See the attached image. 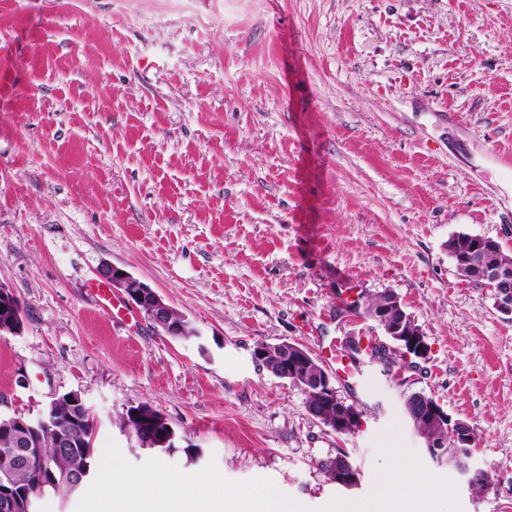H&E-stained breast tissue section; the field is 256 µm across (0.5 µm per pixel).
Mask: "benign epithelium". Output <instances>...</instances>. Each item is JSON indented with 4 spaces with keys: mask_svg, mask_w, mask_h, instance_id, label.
<instances>
[{
    "mask_svg": "<svg viewBox=\"0 0 512 512\" xmlns=\"http://www.w3.org/2000/svg\"><path fill=\"white\" fill-rule=\"evenodd\" d=\"M455 268L466 279H480L487 282V287L491 289L497 299L499 310L506 315H512V272L478 265L464 255L455 261ZM98 276L112 290L123 294L135 304L155 326L162 329L167 335L182 336L186 333L185 325L173 320L172 307L156 291L127 270L116 265L105 264L99 269ZM391 312L392 307L389 303H384L375 309L364 310L366 317L374 321L383 332V338L377 339L376 344L393 348L404 354V358L408 361L426 358L429 345L422 330L405 323L402 319L396 322L388 320V314ZM277 348L280 355V367L285 373L290 368L308 364V358L311 357V353L288 342L277 345ZM346 350L358 363L365 357L375 362L378 361L377 356L370 354L367 343L362 337L354 338L353 342L346 345ZM304 381L313 388L319 401L336 406L335 420L330 423L333 431L338 434H348L355 429L354 423L360 421L358 411L338 396L336 386L327 371L323 370L315 375H308ZM411 413L437 426L452 422L448 412L439 403L430 402L424 396L417 400ZM131 415L132 422L121 429V433L131 442H140L143 418L149 417L159 424H167L163 415H156L144 406L131 411ZM34 423L45 427L49 426L47 416L43 412L35 418L15 419L18 431L15 433L11 458L16 466L34 467L33 484L44 487L46 480L53 481L55 477L48 464L33 461L31 455L33 442L26 431ZM452 435L455 439V445L452 448L435 440V437L427 435L423 436L425 448L432 459L438 462L444 459L453 462L461 476L468 482L471 480L472 473L481 469L479 464L471 460L470 448L474 444V440L471 438V434L463 428L452 432ZM331 479L335 483L353 486L357 483L358 476L346 463L340 461L333 466ZM18 502L24 503L27 512H38L36 500L30 494L26 492L19 494L4 487L0 489V512H10Z\"/></svg>",
    "mask_w": 512,
    "mask_h": 512,
    "instance_id": "obj_1",
    "label": "benign epithelium"
}]
</instances>
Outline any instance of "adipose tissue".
I'll return each instance as SVG.
<instances>
[{
    "instance_id": "obj_1",
    "label": "adipose tissue",
    "mask_w": 512,
    "mask_h": 512,
    "mask_svg": "<svg viewBox=\"0 0 512 512\" xmlns=\"http://www.w3.org/2000/svg\"><path fill=\"white\" fill-rule=\"evenodd\" d=\"M193 485L189 477L174 479L161 472L152 474L139 480L137 494H129L125 489L108 492L92 500L88 512H196ZM423 491L421 480L397 482L386 477L380 482L375 498L342 504L339 512H388L390 498L416 501Z\"/></svg>"
}]
</instances>
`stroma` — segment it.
<instances>
[{"instance_id": "35a3bbf8", "label": "stroma", "mask_w": 512, "mask_h": 512, "mask_svg": "<svg viewBox=\"0 0 512 512\" xmlns=\"http://www.w3.org/2000/svg\"><path fill=\"white\" fill-rule=\"evenodd\" d=\"M458 231L512 256V0H0V414L76 392L98 417L95 475L68 502L156 470L199 478L212 512L274 490L302 512L426 481L429 512H512V315L461 278ZM105 263L148 284L193 337L87 291ZM395 293L430 351L397 376L336 381L362 412L339 434L257 364L377 336L344 298ZM424 391L473 426L479 495L427 455L404 412ZM151 404L173 456L129 447ZM347 451L344 489L317 466ZM94 294L92 295L95 304L102 309H106L112 313V319H118L120 321L127 320L130 312L120 303L115 302L108 294L105 288L99 286L92 287ZM154 410L152 407L151 409H148L144 406H141L138 410H132V422H128L127 425H125L121 429V433L130 441V442H136L139 446L143 447L140 443V433L142 429V419L143 417H149L156 421L159 424L165 425L170 427V425L167 423V420L165 417L161 414H154L152 412ZM144 448V447H143Z\"/></svg>"}]
</instances>
